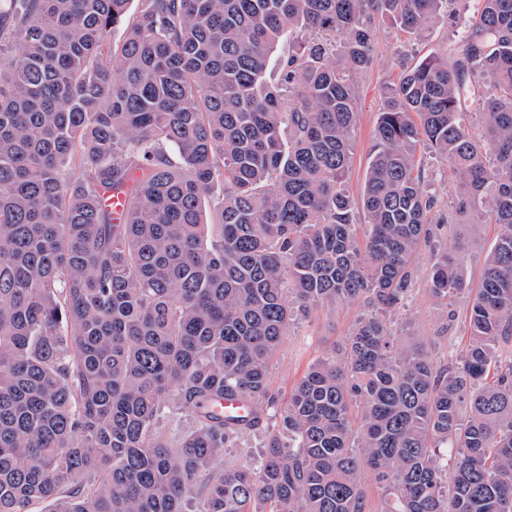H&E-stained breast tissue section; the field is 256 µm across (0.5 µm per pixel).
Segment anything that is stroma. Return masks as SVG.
Listing matches in <instances>:
<instances>
[{
	"label": "stroma",
	"mask_w": 512,
	"mask_h": 512,
	"mask_svg": "<svg viewBox=\"0 0 512 512\" xmlns=\"http://www.w3.org/2000/svg\"><path fill=\"white\" fill-rule=\"evenodd\" d=\"M451 33L438 25L420 40L409 38L386 23L376 25L375 53L371 66L358 74V114L351 131V165L347 184L353 196H360L375 144L374 131L382 100L380 92L399 79L404 62L423 57L448 45ZM418 165L430 191L436 198L431 213V236L421 243L415 258L417 270L406 306L393 318L392 328L402 344L420 341L436 346V362L444 364L456 358L469 336L465 304L448 306L430 292L425 272L443 252H453L461 260L465 288H478L487 256L499 228L477 224L457 217L454 204L457 182L447 162L439 160L426 148H419ZM367 311L363 303H345L312 310L299 318L285 336L274 360L270 386L278 401H287L305 370L343 342L352 326Z\"/></svg>",
	"instance_id": "obj_1"
}]
</instances>
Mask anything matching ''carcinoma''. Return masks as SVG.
<instances>
[{
	"label": "carcinoma",
	"instance_id": "carcinoma-1",
	"mask_svg": "<svg viewBox=\"0 0 512 512\" xmlns=\"http://www.w3.org/2000/svg\"><path fill=\"white\" fill-rule=\"evenodd\" d=\"M130 2L0 0V512H370L364 475L381 512H512V0ZM378 19L457 37L383 89L356 201ZM421 144L456 214L500 226L442 367L387 319L430 235ZM428 284L460 298L459 259ZM357 301L373 314L308 368L259 459L215 470L268 422L298 316Z\"/></svg>",
	"mask_w": 512,
	"mask_h": 512
}]
</instances>
